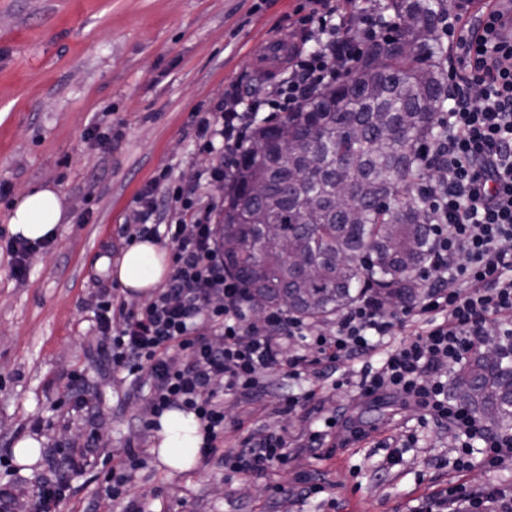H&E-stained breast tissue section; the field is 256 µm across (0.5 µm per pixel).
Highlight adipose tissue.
Instances as JSON below:
<instances>
[{
    "label": "adipose tissue",
    "mask_w": 512,
    "mask_h": 512,
    "mask_svg": "<svg viewBox=\"0 0 512 512\" xmlns=\"http://www.w3.org/2000/svg\"><path fill=\"white\" fill-rule=\"evenodd\" d=\"M67 220L62 195L40 187L24 195L11 211L8 224L11 235L35 242L54 239ZM99 264L127 295L137 298L152 296L170 272L167 251L151 240L135 242L118 259L104 257ZM204 442L196 415L173 408L161 415L150 453L166 470L188 472L196 467Z\"/></svg>",
    "instance_id": "adipose-tissue-1"
}]
</instances>
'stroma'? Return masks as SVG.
Here are the masks:
<instances>
[{
    "label": "stroma",
    "instance_id": "obj_1",
    "mask_svg": "<svg viewBox=\"0 0 512 512\" xmlns=\"http://www.w3.org/2000/svg\"><path fill=\"white\" fill-rule=\"evenodd\" d=\"M302 0H0V233L28 190L53 186L70 221L24 279L0 253V455L40 433L44 448L95 434L121 459L130 441L151 445L139 420L143 401L97 351L93 297L111 287L98 271L120 256L136 194L160 173L191 184L208 164L198 121L237 90L243 100L273 90L289 64L253 62L264 42L291 38L312 50ZM121 129L119 142L90 140L94 123ZM83 374L96 416L60 408L71 374ZM360 364L341 362L333 377L262 374L252 395L221 389L224 444L253 431L284 436L288 460L265 475L235 474L199 461L189 472L146 457L130 498L149 512H417L436 491L512 486V459L488 470L458 471L453 427L419 423L398 394L359 395ZM299 404L285 412L288 397ZM53 418L34 430L35 420ZM335 418L336 446L307 449L312 431ZM102 468L74 481L71 512H124L98 493Z\"/></svg>",
    "mask_w": 512,
    "mask_h": 512
}]
</instances>
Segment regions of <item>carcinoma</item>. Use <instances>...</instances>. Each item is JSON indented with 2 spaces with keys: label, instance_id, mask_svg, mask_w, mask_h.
<instances>
[{
  "label": "carcinoma",
  "instance_id": "obj_1",
  "mask_svg": "<svg viewBox=\"0 0 512 512\" xmlns=\"http://www.w3.org/2000/svg\"><path fill=\"white\" fill-rule=\"evenodd\" d=\"M396 19L356 77L256 128L224 188L218 224L225 271L255 308L324 320L366 294L392 305L417 295L433 245L416 190L420 147L448 111V44L438 35L461 0H377ZM267 192L252 195V184ZM482 336L455 374L450 398L512 431V344L486 355Z\"/></svg>",
  "mask_w": 512,
  "mask_h": 512
}]
</instances>
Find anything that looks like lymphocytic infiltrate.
Listing matches in <instances>:
<instances>
[{"label":"lymphocytic infiltrate","mask_w":512,"mask_h":512,"mask_svg":"<svg viewBox=\"0 0 512 512\" xmlns=\"http://www.w3.org/2000/svg\"><path fill=\"white\" fill-rule=\"evenodd\" d=\"M319 39L314 50L297 57L276 90L244 102L228 91L197 125L201 149L210 156L203 176L231 182L240 148L258 112H292L327 85L352 74L367 40L388 32L377 12L360 7L346 12L327 0H308ZM363 25L364 40L342 36L349 18ZM448 37L458 65L448 71L451 104L441 122L445 137L421 148L425 177L419 186L432 215L435 250L424 275L423 291L385 315L367 297L344 310L333 332L325 333L285 310L269 309L248 320L251 300L224 270L218 244L216 208L194 185L164 187L179 206V216L159 225L158 183L135 199L136 219L124 229L128 241L164 240L172 266L158 292L140 305H128L117 290L102 289L94 299L101 347L113 370L146 387L144 424L171 408L194 412L206 434L202 454L235 472L260 474L288 457L282 437L254 431L244 447L224 446V402L218 385L249 393L267 370L292 376L324 372L342 360L360 361L372 337L418 325L414 338L387 353L380 367L364 369L366 395L394 392L412 400L422 417L448 422L459 434L458 468L474 459L488 467L512 457V434H492L482 419L448 396L449 365L463 360L471 345L490 328L512 335V23L500 11L480 23L451 25ZM454 279H447V272ZM306 337L313 355L289 353L288 343ZM100 451L93 437L60 451L61 472L36 491L19 481H0V512H62L72 497L68 473L91 466ZM144 464L139 444H128L124 459L105 478L104 495L128 499L133 472ZM457 512H512V491L487 488L471 494L456 487L436 493L425 512L445 504Z\"/></svg>","instance_id":"obj_1"}]
</instances>
